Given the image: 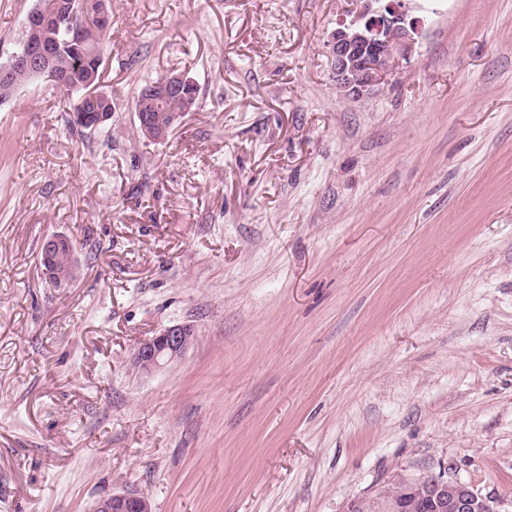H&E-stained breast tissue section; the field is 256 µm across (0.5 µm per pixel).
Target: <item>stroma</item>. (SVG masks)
Instances as JSON below:
<instances>
[{
  "label": "stroma",
  "instance_id": "35a3bbf8",
  "mask_svg": "<svg viewBox=\"0 0 512 512\" xmlns=\"http://www.w3.org/2000/svg\"><path fill=\"white\" fill-rule=\"evenodd\" d=\"M32 5L0 0V61ZM110 5L105 129L43 79L0 105V512H345L445 467L512 512V0H406L412 57L360 102L351 0ZM174 70L197 107L147 140ZM173 325L185 357L136 373ZM159 80L160 79L141 89L137 96L135 106L137 130L139 134L143 138L155 141L163 140L167 137L169 128L166 130L161 128L169 127L176 113L185 112V109L194 103L192 110L189 111L192 112L197 104V87L190 90L191 93H195L190 95L181 94L179 92H167L164 94L158 90L152 92V86L157 84ZM138 114H140L139 121L141 130L146 137L139 130ZM143 116H145L155 128L152 127ZM156 128L161 130H157ZM74 255L76 257V244L67 236L51 234L45 237L41 248L40 264L44 274L50 281H54L57 287L68 284L75 276V266L70 265L66 269L57 266L67 265ZM194 341V332L189 326L168 327L137 343L131 352V366L139 374L151 375L182 360ZM93 512H154L151 497L142 490H126L100 499Z\"/></svg>",
  "mask_w": 512,
  "mask_h": 512
}]
</instances>
